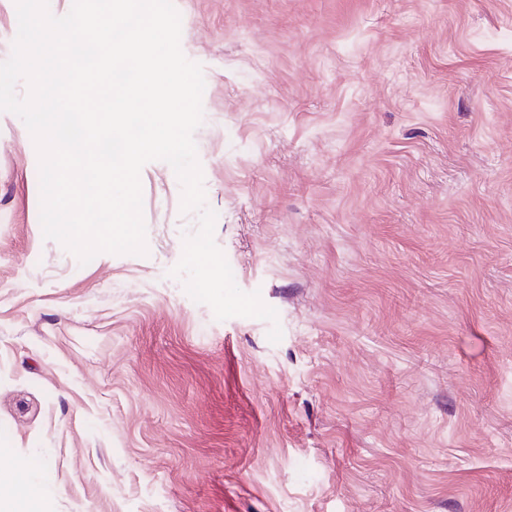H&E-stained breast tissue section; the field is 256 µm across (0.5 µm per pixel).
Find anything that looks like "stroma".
I'll return each instance as SVG.
<instances>
[{"instance_id": "35a3bbf8", "label": "stroma", "mask_w": 512, "mask_h": 512, "mask_svg": "<svg viewBox=\"0 0 512 512\" xmlns=\"http://www.w3.org/2000/svg\"><path fill=\"white\" fill-rule=\"evenodd\" d=\"M173 3L214 240L283 336L171 276L165 162L147 255L45 239L0 112V468L38 512H512V0ZM36 468L33 462H20L0 473V511L1 512H31L17 506L20 499L33 501L37 499L35 488L29 477Z\"/></svg>"}]
</instances>
